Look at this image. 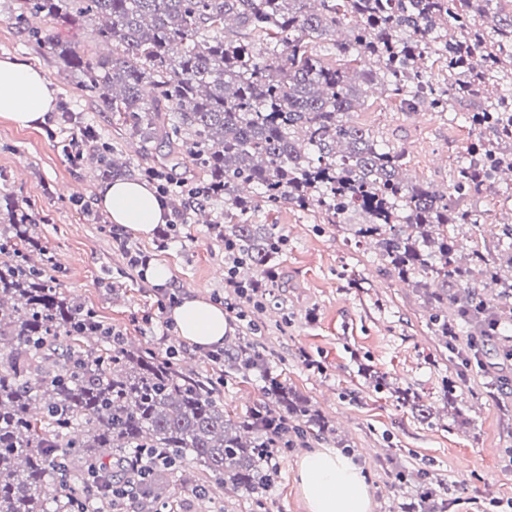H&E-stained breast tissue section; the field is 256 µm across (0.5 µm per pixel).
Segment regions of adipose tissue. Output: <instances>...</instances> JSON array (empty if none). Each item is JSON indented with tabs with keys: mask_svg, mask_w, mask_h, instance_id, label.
Wrapping results in <instances>:
<instances>
[{
	"mask_svg": "<svg viewBox=\"0 0 512 512\" xmlns=\"http://www.w3.org/2000/svg\"><path fill=\"white\" fill-rule=\"evenodd\" d=\"M54 110V91L45 73L19 57L0 55V117L21 128L46 123ZM96 204L112 224L146 236L167 223L169 211L147 184L116 180L103 184ZM177 332L190 344L215 349L230 330L223 307L187 297L175 306ZM308 512H372L373 495L360 463L321 449L304 455L297 467Z\"/></svg>",
	"mask_w": 512,
	"mask_h": 512,
	"instance_id": "obj_1",
	"label": "adipose tissue"
}]
</instances>
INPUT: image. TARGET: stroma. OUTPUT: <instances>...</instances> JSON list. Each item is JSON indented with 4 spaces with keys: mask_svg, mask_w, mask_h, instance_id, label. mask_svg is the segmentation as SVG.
I'll list each match as a JSON object with an SVG mask.
<instances>
[{
    "mask_svg": "<svg viewBox=\"0 0 512 512\" xmlns=\"http://www.w3.org/2000/svg\"><path fill=\"white\" fill-rule=\"evenodd\" d=\"M46 26L39 16L17 23L14 0H0V54L41 68L56 95L44 125L22 129L0 118V193L31 204L37 238L52 258L64 295L84 301L132 347L176 350L183 371L214 378L226 411L243 414L263 404L265 375L215 364L207 351L182 340L168 311L158 307L154 283L131 275L128 263L134 252L165 263L166 291L179 300L220 302L234 296L225 278L223 202L208 205V221L198 220L190 208L176 229L161 224L148 236L111 224L95 205L104 176L96 165L67 158L65 147L76 126L65 113L89 120L101 141L115 148L117 159L128 163L132 179L144 180L145 169L161 171L165 163L145 155L139 137L116 125L47 45L28 37V29ZM350 119L403 150L404 170L412 180L442 187L476 137L462 119L451 121L424 108L403 110L376 90ZM246 219L273 225L285 248L262 307L243 306L257 331L230 319L226 342L267 354L270 374L307 398L337 435L280 451L271 486L259 501L221 489L212 501L199 500L186 483L203 479L200 468L172 475L170 512H308L297 463L311 451L335 447L340 438L364 465L373 512H404L413 502L414 492L397 478L401 470L424 474L448 512H512V404L502 405L487 392L482 373L460 376L430 331L422 298L384 270L372 245L355 243L321 214L261 204ZM376 374L386 376L390 390L375 392ZM451 382L456 385L453 408L445 400ZM400 389L431 406V422L419 421L401 404Z\"/></svg>",
    "mask_w": 512,
    "mask_h": 512,
    "instance_id": "stroma-1",
    "label": "stroma"
}]
</instances>
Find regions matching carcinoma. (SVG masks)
Instances as JSON below:
<instances>
[{"label": "carcinoma", "instance_id": "cac0c4a2", "mask_svg": "<svg viewBox=\"0 0 512 512\" xmlns=\"http://www.w3.org/2000/svg\"><path fill=\"white\" fill-rule=\"evenodd\" d=\"M15 4L22 18L89 21L92 38L113 45L89 56L47 29L31 31L67 67L89 73L85 91L146 153L167 148L190 163L192 186L224 199L225 235L258 281L273 274L283 240L243 219L249 186L271 207L316 208L375 245L388 273L426 298L432 333L459 366L480 361L464 343L471 336L494 337L497 356L512 359V224L488 240L487 218L468 205L512 174V0ZM374 88L407 110L465 113L477 143L457 160L450 186L409 180L404 152L349 120ZM9 209V220L0 217V512H73L89 464L102 466L103 488L143 448L166 452L169 463L153 466L137 512H160L170 476L192 464L209 483L260 498L274 449L334 432L270 375L260 352L224 350L228 366L266 377L267 402L232 415L210 382L168 357L105 344L99 319L83 329L85 305L47 276L49 256L33 259L32 210L12 198ZM463 225L474 229L466 258L455 235Z\"/></svg>", "mask_w": 512, "mask_h": 512}]
</instances>
